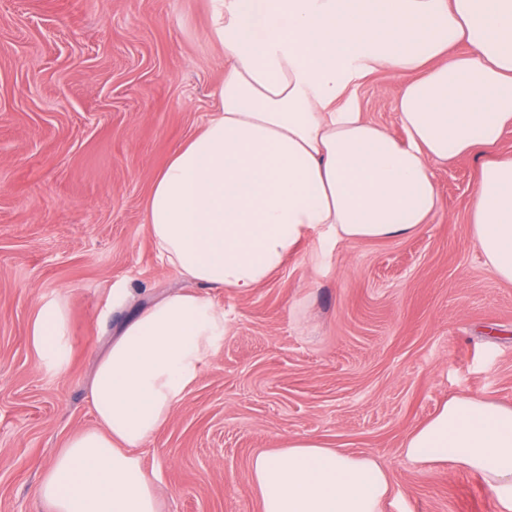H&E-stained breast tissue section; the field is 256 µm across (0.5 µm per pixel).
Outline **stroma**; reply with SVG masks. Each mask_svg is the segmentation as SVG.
Masks as SVG:
<instances>
[{
    "label": "stroma",
    "mask_w": 512,
    "mask_h": 512,
    "mask_svg": "<svg viewBox=\"0 0 512 512\" xmlns=\"http://www.w3.org/2000/svg\"><path fill=\"white\" fill-rule=\"evenodd\" d=\"M223 78L210 0H0V512H49L36 488L93 424L98 356L133 308L183 287L143 202ZM393 91L377 74L355 98L399 138ZM475 169L435 165L441 209L412 236L321 265L307 242L251 294L211 291L224 340L142 450L163 512H259L253 455L310 437L378 459L391 512H506L478 476L402 451L451 396L512 406V284L470 236ZM114 288L131 300L113 306ZM60 294L71 355L49 370L29 328L36 300Z\"/></svg>",
    "instance_id": "obj_1"
}]
</instances>
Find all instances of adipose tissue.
Segmentation results:
<instances>
[{"label": "adipose tissue", "instance_id": "adipose-tissue-1", "mask_svg": "<svg viewBox=\"0 0 512 512\" xmlns=\"http://www.w3.org/2000/svg\"><path fill=\"white\" fill-rule=\"evenodd\" d=\"M224 50L217 109L155 174L145 222L162 263L204 292H173L116 331L87 387L96 427L42 475L49 512H162L139 448L169 421L224 337L209 290L246 295L303 242L404 238L441 208L434 164L476 158L468 222L497 279L512 283V0H211ZM397 82L394 137L351 103L358 80ZM42 366L69 359L64 298L39 300ZM411 462L474 473L512 512V407L453 396L405 439ZM260 512H385L388 471L316 438L255 455Z\"/></svg>", "mask_w": 512, "mask_h": 512}]
</instances>
